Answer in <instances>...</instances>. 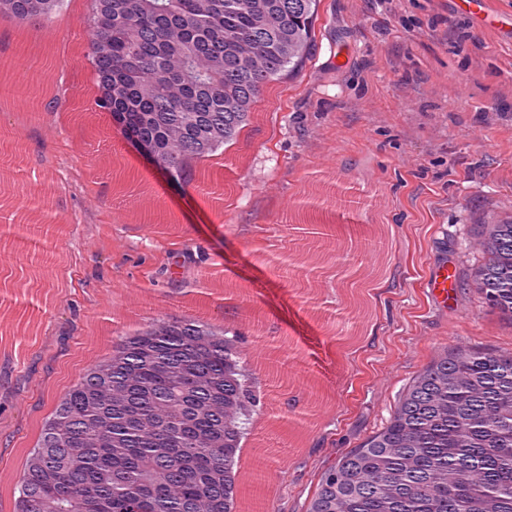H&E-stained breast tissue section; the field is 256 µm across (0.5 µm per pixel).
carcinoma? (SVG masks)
<instances>
[{
  "instance_id": "cac0c4a2",
  "label": "carcinoma",
  "mask_w": 512,
  "mask_h": 512,
  "mask_svg": "<svg viewBox=\"0 0 512 512\" xmlns=\"http://www.w3.org/2000/svg\"><path fill=\"white\" fill-rule=\"evenodd\" d=\"M320 0H0V20L49 24L72 7L93 75L91 111L108 116L170 184L204 190L224 145L259 129L316 43ZM59 93L48 112L75 110ZM483 262L466 287L512 324V217L481 224ZM238 307L159 316L112 332L104 353L48 391L4 447L24 446L0 484L10 512H244L257 470L249 421L269 390L247 367ZM30 374L4 380L0 400ZM303 512H512V352L435 355L387 424L323 465Z\"/></svg>"
}]
</instances>
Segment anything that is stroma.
<instances>
[{"instance_id": "stroma-1", "label": "stroma", "mask_w": 512, "mask_h": 512, "mask_svg": "<svg viewBox=\"0 0 512 512\" xmlns=\"http://www.w3.org/2000/svg\"><path fill=\"white\" fill-rule=\"evenodd\" d=\"M455 0H321L311 61L287 99H265L261 132L226 154L232 207L171 185L108 118L80 138L71 113L0 105V188L39 197L35 241L0 212V368L43 378L57 341L181 315L214 322L240 305L261 379L309 401L306 425L253 418L269 512H302L323 460L389 419L415 373L457 344L512 352V326L470 288L438 303L448 265L477 266L478 225L512 216V45ZM0 51L13 87H87L76 20L24 30ZM135 173L105 192L117 168ZM56 390L81 363L55 359Z\"/></svg>"}]
</instances>
